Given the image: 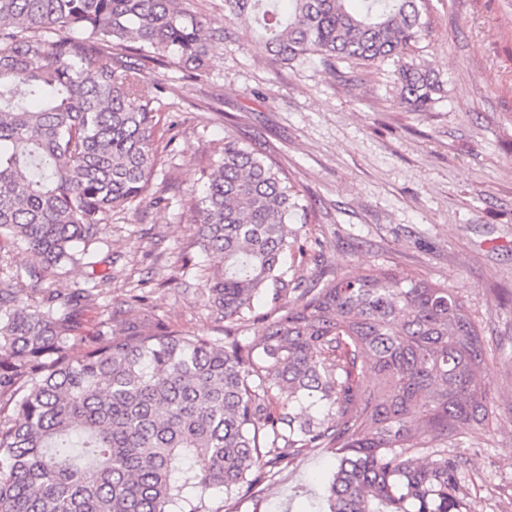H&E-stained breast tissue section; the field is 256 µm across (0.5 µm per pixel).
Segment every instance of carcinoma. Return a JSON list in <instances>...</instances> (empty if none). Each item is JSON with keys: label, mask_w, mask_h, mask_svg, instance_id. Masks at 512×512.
Returning <instances> with one entry per match:
<instances>
[{"label": "carcinoma", "mask_w": 512, "mask_h": 512, "mask_svg": "<svg viewBox=\"0 0 512 512\" xmlns=\"http://www.w3.org/2000/svg\"><path fill=\"white\" fill-rule=\"evenodd\" d=\"M224 0L275 62L392 63L400 103L440 91L408 61L425 0ZM224 26L181 0H0V512H221L309 448H331L327 508L469 512L463 431L490 422V353L453 289L382 268L303 288L288 224L311 206L288 175L224 136L189 210L221 256L202 297L228 323L186 334L157 314L112 315L77 338L74 313L112 272L46 290L141 198L176 139L142 61L195 76ZM35 258L21 280L5 248ZM272 305L257 313L255 300ZM268 320L246 341L234 326Z\"/></svg>", "instance_id": "1"}]
</instances>
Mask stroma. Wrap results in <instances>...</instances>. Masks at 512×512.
Listing matches in <instances>:
<instances>
[{
  "mask_svg": "<svg viewBox=\"0 0 512 512\" xmlns=\"http://www.w3.org/2000/svg\"><path fill=\"white\" fill-rule=\"evenodd\" d=\"M430 21L412 50L442 84L427 111L396 99L390 65L320 60L280 65L244 50L245 32L216 51L203 76L146 64L145 92L168 89L177 138L155 176L170 205L133 204L113 215L91 248L114 279L76 318L96 336L113 309L145 288L148 308L183 331L218 328L184 253H198L184 206L216 161L225 134L259 150L312 204L292 229L311 253L288 258L310 288L367 267L393 269L458 291L492 356L485 371L492 426L462 439L471 512H512V0H426ZM335 458L312 448L252 496L213 491L224 512H306Z\"/></svg>",
  "mask_w": 512,
  "mask_h": 512,
  "instance_id": "35a3bbf8",
  "label": "stroma"
}]
</instances>
